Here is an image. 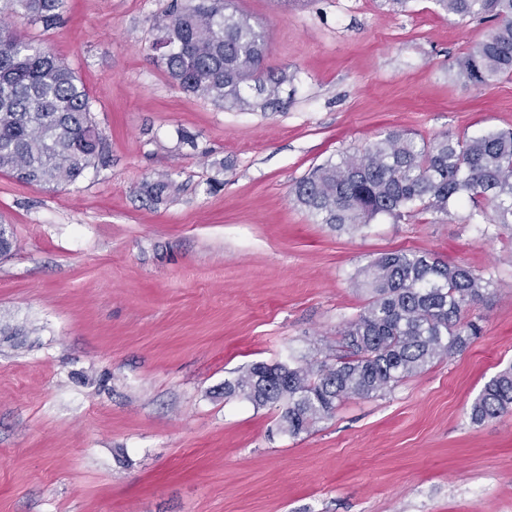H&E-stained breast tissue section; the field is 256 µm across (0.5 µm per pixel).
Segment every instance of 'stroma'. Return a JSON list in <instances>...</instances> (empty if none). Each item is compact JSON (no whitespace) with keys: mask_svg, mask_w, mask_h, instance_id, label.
Returning a JSON list of instances; mask_svg holds the SVG:
<instances>
[{"mask_svg":"<svg viewBox=\"0 0 512 512\" xmlns=\"http://www.w3.org/2000/svg\"><path fill=\"white\" fill-rule=\"evenodd\" d=\"M170 0H67L13 28L75 71L109 151L77 183L0 172V512H512V412L468 409L512 364V228L470 205L338 231L292 185L393 129H512V77L458 80L488 24L435 0H235L265 33L280 104L222 108L153 57ZM169 180L155 201L145 183ZM435 253L490 277L467 349L296 437L224 394L251 364L334 359L378 254Z\"/></svg>","mask_w":512,"mask_h":512,"instance_id":"stroma-1","label":"stroma"}]
</instances>
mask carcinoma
Instances as JSON below:
<instances>
[{"instance_id":"1","label":"carcinoma","mask_w":512,"mask_h":512,"mask_svg":"<svg viewBox=\"0 0 512 512\" xmlns=\"http://www.w3.org/2000/svg\"><path fill=\"white\" fill-rule=\"evenodd\" d=\"M461 18L488 20L486 37L454 63L455 76L489 85L512 76V0H435ZM65 0H0V14L50 27ZM168 77L183 91L228 108L279 102L287 77L263 66L264 32L238 12L234 0H172L153 20ZM108 160L92 101L73 69L44 45L0 23V172L27 184L77 182ZM298 204L338 231L357 232L380 216L432 212L472 203L470 214L487 234L512 224V130L460 138L417 140L391 130L363 151L341 154L297 182ZM368 303L340 332L334 362L289 358L255 363L224 396L281 409L292 437L332 417L350 399L373 398L436 360L463 352L480 327L468 309L488 294L492 280L429 253L385 252L361 270ZM512 410V364L484 386L470 407L482 423Z\"/></svg>"}]
</instances>
